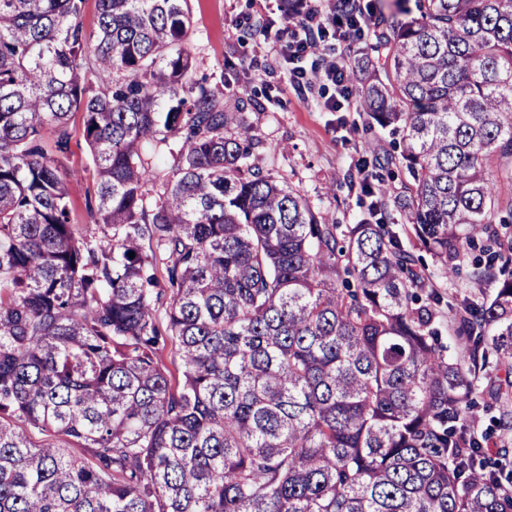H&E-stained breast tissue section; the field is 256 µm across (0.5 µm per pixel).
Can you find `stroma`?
I'll list each match as a JSON object with an SVG mask.
<instances>
[{
	"label": "stroma",
	"instance_id": "1",
	"mask_svg": "<svg viewBox=\"0 0 512 512\" xmlns=\"http://www.w3.org/2000/svg\"><path fill=\"white\" fill-rule=\"evenodd\" d=\"M195 37L204 49L197 55V77L218 82L224 92V109L240 111L242 96L259 99L263 111L251 113L250 120L261 146L255 164L265 171L287 177L322 211L335 216L338 223L350 224L366 202L362 194L357 162L367 151L392 149L390 130L368 124L358 112L345 115L325 111L324 101L332 88H298L286 69L259 52V36H245L234 19L240 14L266 13L280 22L277 8H264L261 0H190ZM73 156L66 178L69 196L75 207L77 223H86L85 202L92 188L87 173L90 154L81 135H74ZM474 250H467L453 273H446L429 253L421 258L443 290L470 294L479 285L470 278ZM472 421L477 432L486 437L488 460H497L501 444L512 445V429L505 431L493 424L503 404L491 399L483 389L473 394Z\"/></svg>",
	"mask_w": 512,
	"mask_h": 512
}]
</instances>
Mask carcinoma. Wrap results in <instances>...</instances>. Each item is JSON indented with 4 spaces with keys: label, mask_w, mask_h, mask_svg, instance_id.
Returning a JSON list of instances; mask_svg holds the SVG:
<instances>
[{
    "label": "carcinoma",
    "mask_w": 512,
    "mask_h": 512,
    "mask_svg": "<svg viewBox=\"0 0 512 512\" xmlns=\"http://www.w3.org/2000/svg\"><path fill=\"white\" fill-rule=\"evenodd\" d=\"M85 3L0 0V512H512L467 430L512 393V0L378 14L349 78L401 187L354 224L252 163L187 0H96L94 34ZM395 213L448 272L496 247L492 291L424 293ZM71 123L73 125L71 149L74 154L69 163L66 182L69 196L75 207V222L77 224H86L85 202L88 190L92 191V182L85 168H91L92 162L81 137V115L75 114L72 117Z\"/></svg>",
    "instance_id": "cac0c4a2"
}]
</instances>
